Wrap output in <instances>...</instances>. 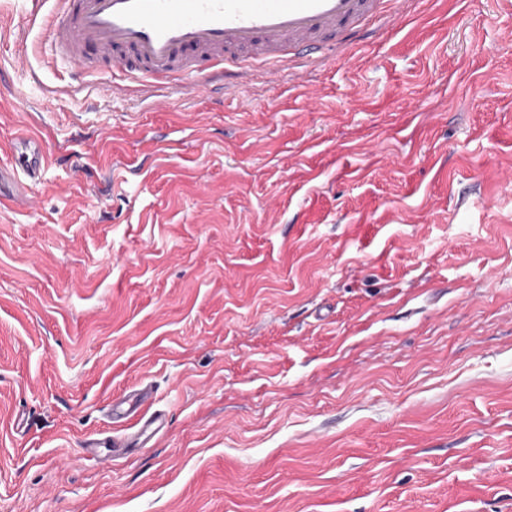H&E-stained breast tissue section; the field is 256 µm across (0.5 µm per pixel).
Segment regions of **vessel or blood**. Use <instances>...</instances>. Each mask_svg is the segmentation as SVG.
I'll use <instances>...</instances> for the list:
<instances>
[{"mask_svg":"<svg viewBox=\"0 0 512 512\" xmlns=\"http://www.w3.org/2000/svg\"><path fill=\"white\" fill-rule=\"evenodd\" d=\"M60 13L48 11V2ZM414 0H26L30 22L50 31L51 55L84 75L118 55L128 77L161 81L204 71L201 91L263 73L301 79L379 19L395 20ZM15 162L30 180L45 165L39 141L19 140Z\"/></svg>","mask_w":512,"mask_h":512,"instance_id":"b4317fda","label":"vessel or blood"}]
</instances>
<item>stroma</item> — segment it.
I'll return each mask as SVG.
<instances>
[{
    "mask_svg": "<svg viewBox=\"0 0 512 512\" xmlns=\"http://www.w3.org/2000/svg\"><path fill=\"white\" fill-rule=\"evenodd\" d=\"M22 137L0 512H512V0L157 99L0 0V166ZM145 387L144 444L112 404ZM14 152L15 162L19 164V169L32 182L37 181L41 177V172L45 165V156L39 141L32 138L18 140V145L14 147Z\"/></svg>",
    "mask_w": 512,
    "mask_h": 512,
    "instance_id": "1",
    "label": "stroma"
}]
</instances>
